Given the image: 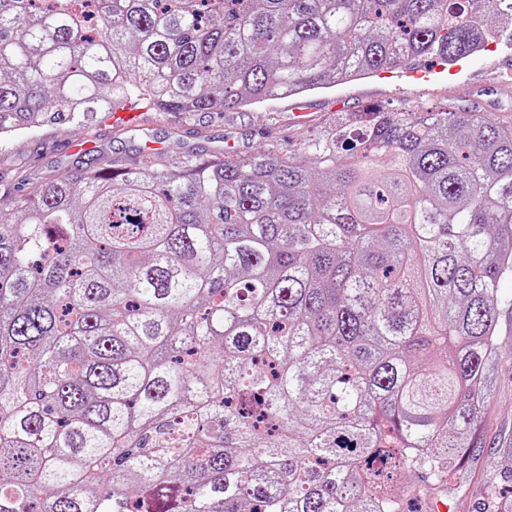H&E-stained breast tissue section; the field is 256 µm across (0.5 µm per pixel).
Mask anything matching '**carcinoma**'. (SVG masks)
<instances>
[{"label": "carcinoma", "instance_id": "carcinoma-1", "mask_svg": "<svg viewBox=\"0 0 512 512\" xmlns=\"http://www.w3.org/2000/svg\"><path fill=\"white\" fill-rule=\"evenodd\" d=\"M495 17L512 0H0V145L453 66ZM302 150L91 158L0 198V512L448 493L512 305V121L370 105Z\"/></svg>", "mask_w": 512, "mask_h": 512}]
</instances>
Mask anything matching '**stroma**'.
Segmentation results:
<instances>
[{
  "label": "stroma",
  "instance_id": "obj_1",
  "mask_svg": "<svg viewBox=\"0 0 512 512\" xmlns=\"http://www.w3.org/2000/svg\"><path fill=\"white\" fill-rule=\"evenodd\" d=\"M379 104L416 112L453 106L512 118V24L488 51L456 65L424 61L237 112H158L133 104V119L95 113L91 127L54 124L12 137L0 147V197L12 188L16 169L38 182L96 155L123 167L151 159L177 170L189 158L245 156L261 151L296 154L300 135L316 137L336 117ZM512 448V359L501 364L497 383L473 438L471 464L448 496L418 499L414 512H495L512 499V461L495 460L494 448Z\"/></svg>",
  "mask_w": 512,
  "mask_h": 512
}]
</instances>
